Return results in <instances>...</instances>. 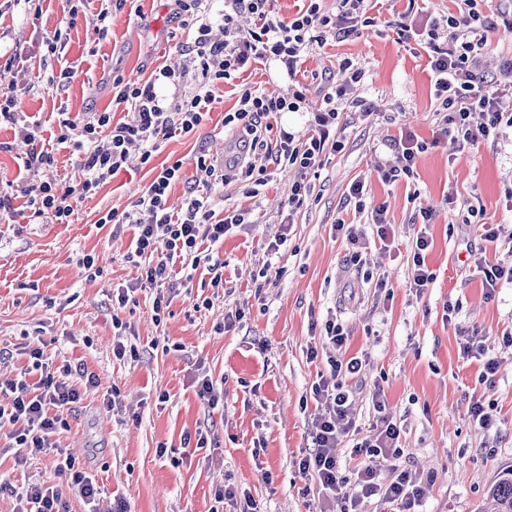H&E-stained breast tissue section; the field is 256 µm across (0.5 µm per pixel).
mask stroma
Returning a JSON list of instances; mask_svg holds the SVG:
<instances>
[{"label": "stroma", "instance_id": "obj_1", "mask_svg": "<svg viewBox=\"0 0 512 512\" xmlns=\"http://www.w3.org/2000/svg\"><path fill=\"white\" fill-rule=\"evenodd\" d=\"M102 0H80L70 15L69 0H0V91L23 89L13 109L37 127L39 146L52 151L53 166L27 171L22 160L29 145L10 127L0 128V182L25 187L43 182L79 185L84 179L80 154L59 142L63 117L108 112L113 123L130 122L131 107L115 104L118 85L153 79L162 68L179 74L178 83L157 88L165 106L197 88L198 61L188 52L195 26L182 25L174 0H112V17L100 26ZM459 0H371L374 26L304 53L295 78L274 63L256 64L240 75L268 91H303L299 111L272 122L267 141L280 130L311 135L314 114L326 87L324 74L348 81L343 61L360 80L338 106L336 133L343 148L333 152L310 179L311 193L295 215L285 202L295 170H277L268 150L254 152L256 167L273 172L260 201L246 194L233 176L210 183L209 195L225 212H247L249 222L233 228L223 242L202 244L207 261L183 268L179 290L162 322L152 318L151 300L142 292L122 310L112 307L114 289L129 286L137 269L128 260L132 225L102 223L110 210L130 208L162 165L181 161L183 178L172 184L169 205L179 211L196 177L199 156L223 165L235 152L238 135L225 128L224 114L236 105V83H217L215 102L193 133L161 142L149 162L131 150L123 167L95 194L75 197L72 223L41 224L0 218V380L15 377L27 364L20 350L44 341L55 360L71 359L97 375L59 436L85 470L95 475L106 496L122 494L128 512H210L214 492L231 484L248 491L263 512H319L318 483L301 473L298 461L312 446L311 419L316 402H305L318 374L329 371L326 357L312 361V322L341 321L347 352L366 363L349 385L357 406L361 436L373 433L372 395L383 390L388 411L401 428L403 456L394 468L415 473L424 497L422 512H479L487 488L512 468V282L499 281L487 294L478 254L512 263V245L486 242L477 227L503 225L512 233V126L498 136L463 144L437 137L441 120L434 96L428 51L415 33H401L458 12ZM482 12L488 43L477 70L490 78L501 112L512 114V87L497 77L512 62V0H488ZM68 30L63 51L49 53L42 43L56 28ZM13 64H6V57ZM412 134L425 141L417 176H391L396 165L393 142ZM366 186L362 201L349 197L355 181ZM385 206L394 241L381 249L366 240L362 270L346 262L348 243L332 229L337 221L371 224ZM430 210L423 222L421 209ZM431 240L427 265L433 281L422 293L410 284L419 231ZM287 241L278 252L268 245L278 234ZM92 255L102 273L88 278L81 261ZM223 269L224 286L213 291L211 266ZM388 283L380 290L378 280ZM211 308H198L203 298ZM458 304L453 319L445 307ZM244 316L232 328L224 317L236 309ZM127 322L125 343L136 344L138 361L112 353L113 318ZM478 332L488 355L500 362L493 383L480 379L482 365L464 358L462 332ZM209 376L224 393L213 410L196 394L199 377ZM114 393L112 411L102 408ZM167 402H158L159 393ZM490 404L496 423L488 429L467 417L471 400ZM203 432L205 447H187L185 435ZM165 455H158L159 446ZM0 479L22 488L31 483L65 487L52 456L17 465L0 455Z\"/></svg>", "mask_w": 512, "mask_h": 512}]
</instances>
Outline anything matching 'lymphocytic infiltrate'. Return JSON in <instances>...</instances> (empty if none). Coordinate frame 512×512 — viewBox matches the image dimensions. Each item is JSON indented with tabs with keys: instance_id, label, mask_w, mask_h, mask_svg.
Returning a JSON list of instances; mask_svg holds the SVG:
<instances>
[{
	"instance_id": "obj_1",
	"label": "lymphocytic infiltrate",
	"mask_w": 512,
	"mask_h": 512,
	"mask_svg": "<svg viewBox=\"0 0 512 512\" xmlns=\"http://www.w3.org/2000/svg\"><path fill=\"white\" fill-rule=\"evenodd\" d=\"M246 12L253 16L254 26L240 31L235 18ZM330 19L324 15L318 0H308L305 9L290 21L277 20L270 10V0H224V40L211 42L207 24H199L192 49L201 64L202 81L197 91L181 99L175 109L164 107L155 81L124 86L118 102L131 104L134 118L129 123H113L108 112H96L85 119H62L60 142H72L81 152L84 181L76 187L49 183L23 188L28 198L29 223L48 218L60 224L70 223L74 213L75 194H90L117 172L125 163L132 146H143V161H150L151 143L173 134L192 133L206 117L214 99L215 83L232 78L249 62L275 60L284 64L287 73H295L306 49L325 33ZM421 36L430 51V70L436 97L444 112L440 133L466 143L497 134L503 114L495 105L492 94L478 80L474 69V53L487 40L485 24L477 8V0H463L459 13L443 20L426 23ZM347 86H337L325 93L323 108L316 117L317 133L303 139L280 132L273 151L275 162L294 167L301 174L288 195L289 210L300 209L310 193L305 174L319 168L327 152L341 150L340 141L331 139L330 129L338 117L336 102L344 98ZM304 99L302 93L286 98L275 93L247 86L240 90L237 105L225 112V125L251 135L252 145H260L263 129L271 118L283 112L298 111ZM482 113L479 128H472L471 113ZM182 178L181 162L162 166L147 190L125 211L110 210L101 218L105 224H132L137 228L131 254L135 257L138 276L132 288L119 289L112 306L124 308L133 291L150 288L156 295L152 301L155 322H162L172 301L164 286L172 279L173 261L177 258L200 264L202 242L223 240L233 227L243 224L242 212L219 214L208 197L192 195L186 198L181 216H172L168 206L171 185ZM324 338L330 349V378L312 384L310 397L327 406V413L314 416L313 446L299 460L302 472L313 474L322 495H343L347 484L355 492L343 495V512H359L363 500L376 497L390 507L391 512H414L421 498V488L415 474L400 471L392 480H383L385 463L402 457L400 428L386 413L387 400L383 392L372 396L373 408L381 427L376 438L362 439L352 446V453L367 458L368 463L354 475H346L336 449L343 436L356 428V410L348 381L359 375L360 357L341 354L348 334L336 320L325 322ZM27 365L16 379L0 384V430H5V452L13 453L17 464H27L31 457L54 453L55 468L67 479L66 488L40 484L28 485L16 495L17 512H69V496H77L89 505V512H100V490L93 475L76 466L71 456L59 451L56 436L66 428V415L82 399V387L98 384L96 375L70 361L51 365L40 346L25 348Z\"/></svg>"
}]
</instances>
